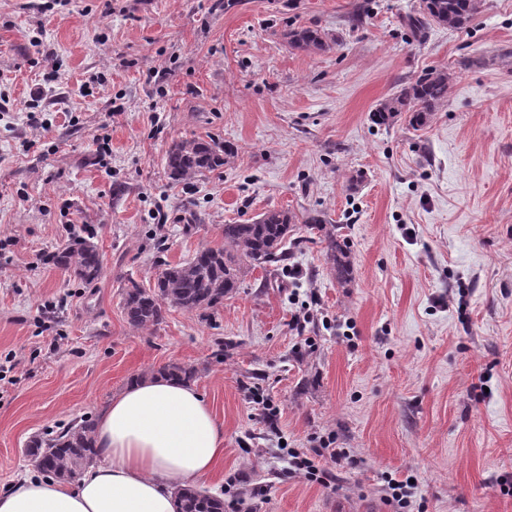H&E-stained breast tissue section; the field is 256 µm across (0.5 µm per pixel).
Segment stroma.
<instances>
[{
  "label": "stroma",
  "mask_w": 512,
  "mask_h": 512,
  "mask_svg": "<svg viewBox=\"0 0 512 512\" xmlns=\"http://www.w3.org/2000/svg\"><path fill=\"white\" fill-rule=\"evenodd\" d=\"M417 8L0 0V365L16 362L0 378V490L33 436L178 363L224 423V460L197 485L238 475L242 512H512V0H484L463 30L412 32ZM289 26L341 46L290 50ZM466 56L479 66L458 70ZM431 68L457 76L428 126L372 123ZM207 136L236 145L234 163L169 179L171 140ZM272 208L324 213L350 283L303 229L206 316L129 328L127 279L152 287ZM76 234L102 254L90 285L49 260ZM328 435L357 467L331 466L327 487L286 474L280 446ZM409 476L401 511L385 487Z\"/></svg>",
  "instance_id": "obj_1"
}]
</instances>
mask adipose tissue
<instances>
[{"mask_svg": "<svg viewBox=\"0 0 512 512\" xmlns=\"http://www.w3.org/2000/svg\"><path fill=\"white\" fill-rule=\"evenodd\" d=\"M100 463L61 483L37 462L7 490L0 512H176L173 489L212 476L224 424L191 383L155 375L112 396L96 422Z\"/></svg>", "mask_w": 512, "mask_h": 512, "instance_id": "ef3b65f1", "label": "adipose tissue"}]
</instances>
